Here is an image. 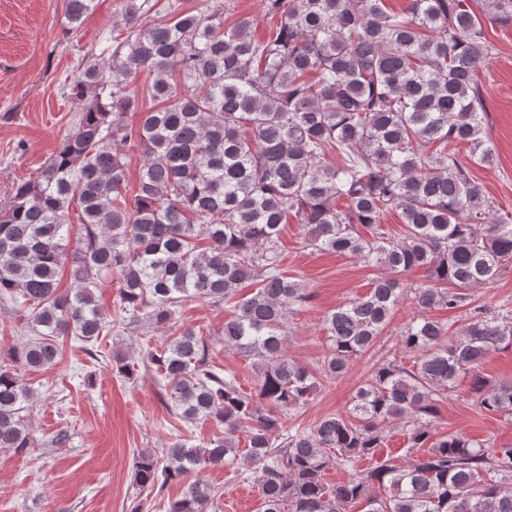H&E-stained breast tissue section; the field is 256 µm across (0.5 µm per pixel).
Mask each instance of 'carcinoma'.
<instances>
[{"label": "carcinoma", "instance_id": "1", "mask_svg": "<svg viewBox=\"0 0 512 512\" xmlns=\"http://www.w3.org/2000/svg\"><path fill=\"white\" fill-rule=\"evenodd\" d=\"M93 2L68 0L69 32ZM265 4L275 26L257 39L249 19L224 26L222 8L194 13L167 0L164 19L151 20L155 4L132 0L126 36L108 33L85 54L67 86L81 107L76 130L0 209V302L24 332L8 354L15 371L0 365V449L25 454L37 441L20 415L33 398L20 371L58 364L59 336L95 342L111 330L95 296L110 279L132 323L163 328L188 301L233 303L224 346L253 358L248 391L213 366L193 329L147 349L145 367L170 389L169 408L222 428L205 446L177 438L160 456L139 454L142 492L197 473L168 512H207L220 494L202 473L226 465L255 475L258 512H512V445L487 451L460 434L432 436L439 403L461 377L480 407L512 416V379L480 372L512 346V311L479 308L454 334L422 315L462 307L467 290L512 263V222L493 213L457 149L493 159L475 75L494 52L483 22L512 26V0H409L400 12L386 0ZM143 74L159 106L129 126L123 116L137 107ZM428 145L435 151L424 152ZM121 146L144 155L130 197L121 194ZM394 209L398 238L381 227ZM291 218L315 249L388 271L327 313L330 351L314 372L285 350L288 316L313 299L280 271L279 234ZM65 266L75 282L66 294ZM420 267L425 286L395 277ZM248 281L254 291L237 298ZM408 293L421 310L401 334L413 365L377 364L347 418L285 427L318 378L342 375L373 345ZM112 370L129 379L135 364L116 352ZM395 421L409 428L406 452L425 449L403 464L377 457ZM334 465L350 469L348 480L324 481Z\"/></svg>", "mask_w": 512, "mask_h": 512}]
</instances>
